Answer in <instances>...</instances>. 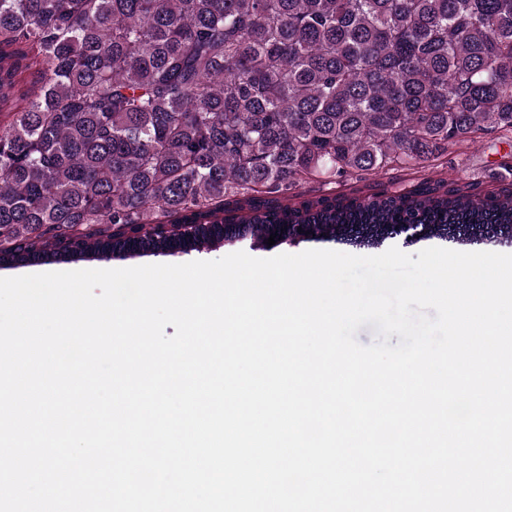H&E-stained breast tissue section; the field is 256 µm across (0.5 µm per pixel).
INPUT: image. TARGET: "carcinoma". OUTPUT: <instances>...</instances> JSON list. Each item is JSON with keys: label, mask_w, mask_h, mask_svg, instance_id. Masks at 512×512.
Listing matches in <instances>:
<instances>
[{"label": "carcinoma", "mask_w": 512, "mask_h": 512, "mask_svg": "<svg viewBox=\"0 0 512 512\" xmlns=\"http://www.w3.org/2000/svg\"><path fill=\"white\" fill-rule=\"evenodd\" d=\"M512 137V0H0V265L224 241H512V188L424 178ZM394 174L392 176H396V179H394L393 183H389L388 179H378L377 182L379 183L378 186L375 187L377 191L388 189V191L394 192V191H405L409 190L420 177V174L423 173H415L414 170H408V171H402V172H396L393 171ZM361 187V185L356 186V184H353L352 182H345V181H338L336 180V183H332L330 185H320L318 183H309L304 184L303 186L299 187L297 190L299 193L305 195V196H316V195H322V194H348L353 195L355 194V189ZM354 192V193H353Z\"/></svg>", "instance_id": "1"}]
</instances>
